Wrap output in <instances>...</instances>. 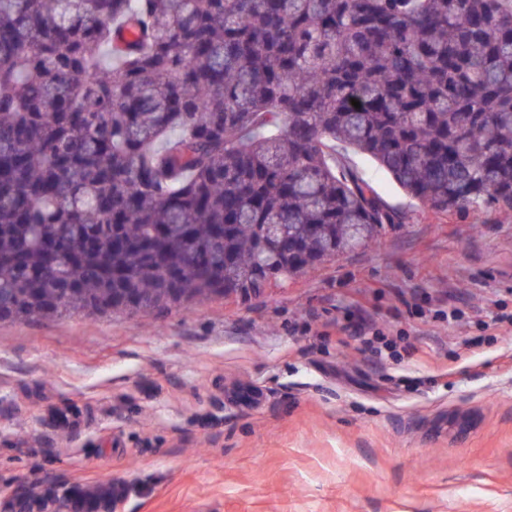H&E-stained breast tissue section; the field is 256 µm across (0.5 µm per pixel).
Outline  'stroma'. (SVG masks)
<instances>
[{"mask_svg":"<svg viewBox=\"0 0 512 512\" xmlns=\"http://www.w3.org/2000/svg\"><path fill=\"white\" fill-rule=\"evenodd\" d=\"M356 163L406 223L259 299L0 322V496L94 482L112 512H512V213H436ZM233 385L256 404L227 402Z\"/></svg>","mask_w":512,"mask_h":512,"instance_id":"obj_1","label":"stroma"}]
</instances>
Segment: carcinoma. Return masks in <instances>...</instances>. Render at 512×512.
<instances>
[{"mask_svg": "<svg viewBox=\"0 0 512 512\" xmlns=\"http://www.w3.org/2000/svg\"><path fill=\"white\" fill-rule=\"evenodd\" d=\"M354 155L426 209L512 212V0H0V322L367 249L404 216Z\"/></svg>", "mask_w": 512, "mask_h": 512, "instance_id": "carcinoma-1", "label": "carcinoma"}]
</instances>
